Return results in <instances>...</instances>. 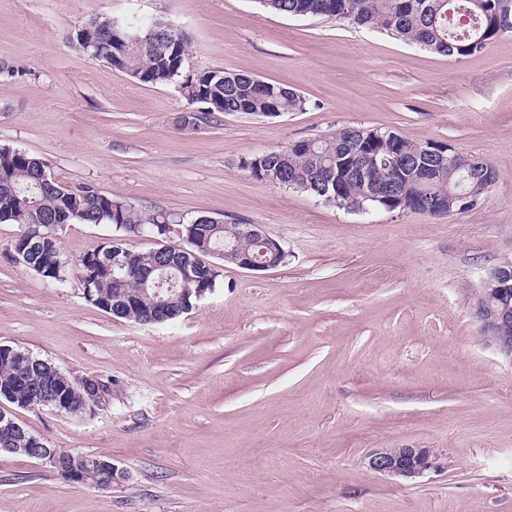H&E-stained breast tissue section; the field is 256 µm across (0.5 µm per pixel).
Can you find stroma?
<instances>
[{
  "instance_id": "obj_1",
  "label": "stroma",
  "mask_w": 512,
  "mask_h": 512,
  "mask_svg": "<svg viewBox=\"0 0 512 512\" xmlns=\"http://www.w3.org/2000/svg\"><path fill=\"white\" fill-rule=\"evenodd\" d=\"M168 19L188 71L288 85L305 110L215 113L75 49L92 11ZM0 147L45 159L144 210L258 224L277 268L224 266L190 313L117 319L11 260L0 224V344L102 381L82 417L16 410L52 448L129 475L77 488L0 453V512H512V357L474 315L481 278L512 265V33L448 57L380 32L263 9L258 0H0ZM346 127L437 139L483 159L497 184L430 216L347 211L252 177L242 158ZM77 260L113 234L59 226ZM432 448L443 468L404 482L371 471L376 448Z\"/></svg>"
}]
</instances>
